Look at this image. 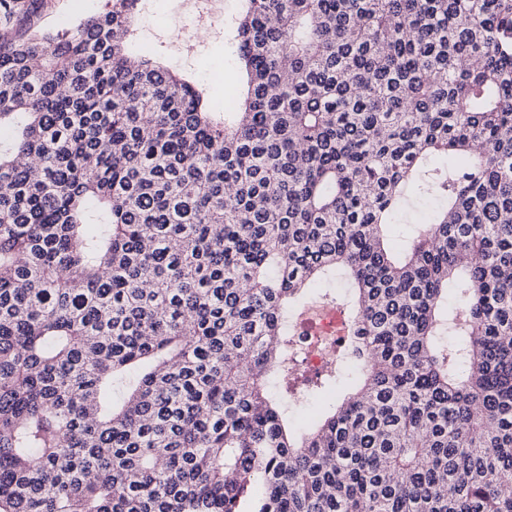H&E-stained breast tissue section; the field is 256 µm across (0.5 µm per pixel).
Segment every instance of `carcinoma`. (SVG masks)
<instances>
[{
	"label": "carcinoma",
	"instance_id": "carcinoma-1",
	"mask_svg": "<svg viewBox=\"0 0 512 512\" xmlns=\"http://www.w3.org/2000/svg\"><path fill=\"white\" fill-rule=\"evenodd\" d=\"M140 2L0 39V512H512V0H241L222 107ZM315 314V333L311 335L306 329L302 332L299 355L303 364L312 375L321 374L329 365L336 342L344 339L343 319L330 303L318 302Z\"/></svg>",
	"mask_w": 512,
	"mask_h": 512
}]
</instances>
